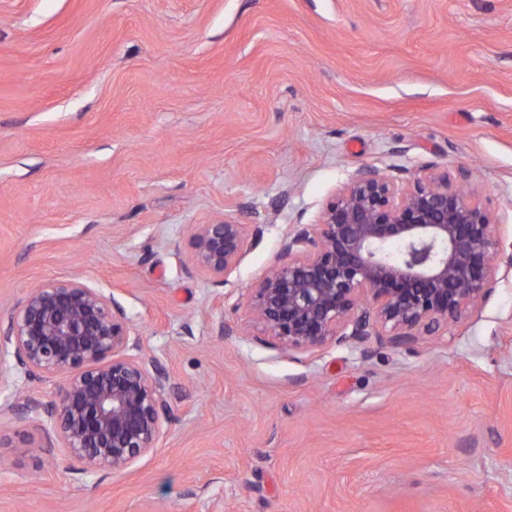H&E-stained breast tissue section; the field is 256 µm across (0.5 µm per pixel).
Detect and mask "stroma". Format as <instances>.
Returning <instances> with one entry per match:
<instances>
[{
	"mask_svg": "<svg viewBox=\"0 0 512 512\" xmlns=\"http://www.w3.org/2000/svg\"><path fill=\"white\" fill-rule=\"evenodd\" d=\"M470 172L496 284L415 341L285 352L249 291L361 167ZM249 225L216 282L197 224ZM79 276L167 382L163 435L84 473L14 412L0 512H512V0H0V324Z\"/></svg>",
	"mask_w": 512,
	"mask_h": 512,
	"instance_id": "stroma-1",
	"label": "stroma"
}]
</instances>
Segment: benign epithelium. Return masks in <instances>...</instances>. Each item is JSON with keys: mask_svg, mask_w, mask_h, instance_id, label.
I'll list each match as a JSON object with an SVG mask.
<instances>
[{"mask_svg": "<svg viewBox=\"0 0 512 512\" xmlns=\"http://www.w3.org/2000/svg\"><path fill=\"white\" fill-rule=\"evenodd\" d=\"M469 178L358 170L318 223L288 233L251 289L255 321L281 349L311 351L385 333L409 343L464 319L491 292L499 226L459 188ZM248 240L229 219L196 224L191 263L222 279ZM137 350L121 308L78 276L34 287L0 329V358L28 378L64 377L52 402L28 397L19 412L91 472L127 467L163 434L167 378Z\"/></svg>", "mask_w": 512, "mask_h": 512, "instance_id": "obj_1", "label": "benign epithelium"}]
</instances>
